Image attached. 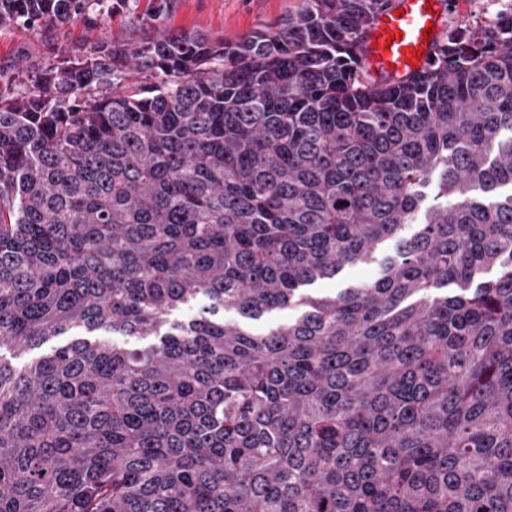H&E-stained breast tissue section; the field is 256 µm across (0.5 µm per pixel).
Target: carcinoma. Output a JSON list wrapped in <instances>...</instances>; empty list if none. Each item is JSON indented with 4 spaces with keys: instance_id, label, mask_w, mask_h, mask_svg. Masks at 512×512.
<instances>
[{
    "instance_id": "obj_1",
    "label": "carcinoma",
    "mask_w": 512,
    "mask_h": 512,
    "mask_svg": "<svg viewBox=\"0 0 512 512\" xmlns=\"http://www.w3.org/2000/svg\"><path fill=\"white\" fill-rule=\"evenodd\" d=\"M392 2L155 27L0 93V350L68 337L0 355V512H512V18L375 77ZM111 10L0 0V28ZM393 251V243H389L375 255V259L367 263H359L346 267L336 280L318 282L311 288L319 293H334L348 285L360 286L370 283L379 272V265L384 255Z\"/></svg>"
}]
</instances>
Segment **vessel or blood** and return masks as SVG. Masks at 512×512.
I'll return each instance as SVG.
<instances>
[{
    "label": "vessel or blood",
    "mask_w": 512,
    "mask_h": 512,
    "mask_svg": "<svg viewBox=\"0 0 512 512\" xmlns=\"http://www.w3.org/2000/svg\"><path fill=\"white\" fill-rule=\"evenodd\" d=\"M446 19L445 0H394L366 34L362 53L369 70L394 78L425 68Z\"/></svg>",
    "instance_id": "vessel-or-blood-1"
}]
</instances>
